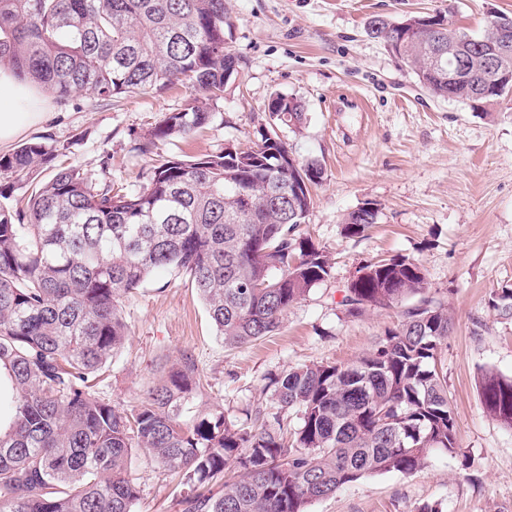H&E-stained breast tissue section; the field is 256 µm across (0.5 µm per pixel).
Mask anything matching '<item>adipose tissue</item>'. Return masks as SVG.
Returning <instances> with one entry per match:
<instances>
[{
    "label": "adipose tissue",
    "mask_w": 512,
    "mask_h": 512,
    "mask_svg": "<svg viewBox=\"0 0 512 512\" xmlns=\"http://www.w3.org/2000/svg\"><path fill=\"white\" fill-rule=\"evenodd\" d=\"M47 103L40 88L21 83L0 69V144L9 142L23 125L37 122Z\"/></svg>",
    "instance_id": "1"
}]
</instances>
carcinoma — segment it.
<instances>
[{
  "label": "carcinoma",
  "instance_id": "carcinoma-1",
  "mask_svg": "<svg viewBox=\"0 0 512 512\" xmlns=\"http://www.w3.org/2000/svg\"><path fill=\"white\" fill-rule=\"evenodd\" d=\"M498 17L479 37L460 32L468 68L448 81L426 41L406 47L403 22L374 16L377 39L432 94L485 112L512 90L482 66L498 45ZM228 0H0V69L60 104L101 101L187 81L204 100L170 112L134 150L209 125L208 102L241 66L227 46ZM260 139L191 160L157 155L139 188L118 192L59 161L46 137L0 154V512H132L140 485L132 449L181 476L186 512H307L308 505L375 474H411L433 450L457 448L448 379L438 351L453 319L422 296L419 264L364 266L341 305L350 316L415 296L378 348L352 364H313L269 380L271 404L232 424L224 412L183 420L205 390L193 359L158 371L138 405L97 395L128 336L120 299L158 270L187 277L227 346L278 331L284 314L331 272L302 228L310 195L288 198L281 164L303 106ZM50 179L14 199L40 168ZM376 214L349 213V235ZM487 410L512 428V378L482 375Z\"/></svg>",
  "mask_w": 512,
  "mask_h": 512
}]
</instances>
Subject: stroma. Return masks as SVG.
<instances>
[{
  "mask_svg": "<svg viewBox=\"0 0 512 512\" xmlns=\"http://www.w3.org/2000/svg\"><path fill=\"white\" fill-rule=\"evenodd\" d=\"M230 48L238 77L212 108L204 129L159 143V153L199 156L255 140L279 93L301 103L300 133L284 132L296 158L319 161L307 230L332 262L324 282L293 304L273 336L240 348L216 336L202 300L184 278L161 271L121 299L129 336L99 395L136 405L157 370L191 354L207 392L193 415L223 411L233 423L269 406L270 377L302 365L350 364L376 348L400 322L404 305L346 314L341 300L367 263L408 258L421 266L426 293L447 305L454 324L440 348L457 426L455 452H432L411 474L364 478L312 502L307 512H512V428L485 408L478 380L512 377V314L490 299L512 290V93L492 114L435 98L414 72L371 39L372 16L400 19L435 12L481 35L490 16L512 17V0H229ZM195 96L178 82L103 104L85 95L48 101L43 118L24 126V142L50 137L67 164L93 181L134 189L152 158L134 152L136 137ZM375 224L348 235L344 219L362 204ZM140 485L133 512H184L177 476L132 452Z\"/></svg>",
  "mask_w": 512,
  "mask_h": 512,
  "instance_id": "1",
  "label": "stroma"
}]
</instances>
